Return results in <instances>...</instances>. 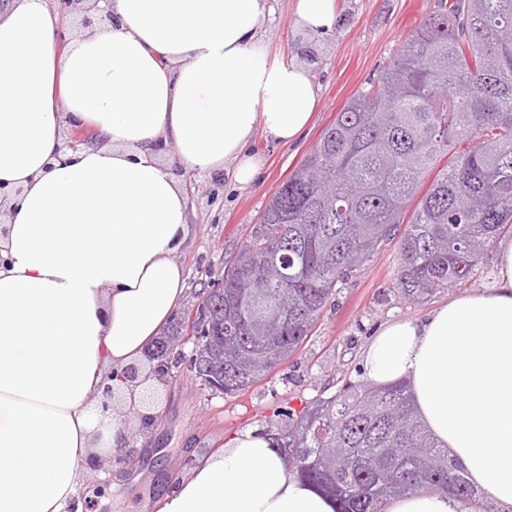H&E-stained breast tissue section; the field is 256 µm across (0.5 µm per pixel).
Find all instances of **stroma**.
I'll list each match as a JSON object with an SVG mask.
<instances>
[{
	"instance_id": "stroma-1",
	"label": "stroma",
	"mask_w": 512,
	"mask_h": 512,
	"mask_svg": "<svg viewBox=\"0 0 512 512\" xmlns=\"http://www.w3.org/2000/svg\"><path fill=\"white\" fill-rule=\"evenodd\" d=\"M348 19L338 32L307 34L292 21L293 0H270L264 36L272 53L295 57L299 47L313 52L311 71L319 103L305 135L280 146L256 134L265 159L259 181L239 187L221 174L179 171L191 210L190 236L177 261L185 276L186 304H194L204 283L221 278L225 256L246 242L267 201L316 145L338 110L384 66L403 40L435 9L437 0H336ZM398 249L386 244L365 271L341 288L324 309L305 347L239 395H209L195 378L179 371L157 386L158 417L143 428L135 412L123 415L134 458L125 472L102 475L82 487L86 512H156L162 486L186 476L196 460L242 431L265 426L276 408L327 397L347 381H359L361 351L380 325L418 317L448 295L487 288L492 262L473 277L430 300L413 303L396 286Z\"/></svg>"
}]
</instances>
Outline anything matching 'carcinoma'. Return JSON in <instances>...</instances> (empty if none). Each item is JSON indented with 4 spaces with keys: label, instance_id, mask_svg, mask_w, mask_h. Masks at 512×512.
Instances as JSON below:
<instances>
[{
    "label": "carcinoma",
    "instance_id": "cac0c4a2",
    "mask_svg": "<svg viewBox=\"0 0 512 512\" xmlns=\"http://www.w3.org/2000/svg\"><path fill=\"white\" fill-rule=\"evenodd\" d=\"M511 230L512 0H438L336 113L153 356L210 394H240L300 350L382 246L398 240L397 288L419 302L467 280ZM189 339L201 348L185 352ZM277 416L264 432L289 472L333 496L340 512H383L422 490L476 498L402 383L346 382Z\"/></svg>",
    "mask_w": 512,
    "mask_h": 512
}]
</instances>
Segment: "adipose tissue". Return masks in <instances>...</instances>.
Returning <instances> with one entry per match:
<instances>
[{
  "label": "adipose tissue",
  "mask_w": 512,
  "mask_h": 512,
  "mask_svg": "<svg viewBox=\"0 0 512 512\" xmlns=\"http://www.w3.org/2000/svg\"><path fill=\"white\" fill-rule=\"evenodd\" d=\"M79 33L47 0H0V512H85L88 462L123 445L142 362L186 291L190 232L177 170L253 185L256 131L289 146L318 105L308 64L272 58L269 0H110ZM295 25L338 30L335 0H295ZM96 143L62 146L63 128ZM364 379L407 382L421 422L471 483L512 507V238L491 284L380 326ZM111 385L120 399L103 407ZM158 512H335L248 430L198 459ZM383 512H479L441 491Z\"/></svg>",
  "instance_id": "1"
}]
</instances>
